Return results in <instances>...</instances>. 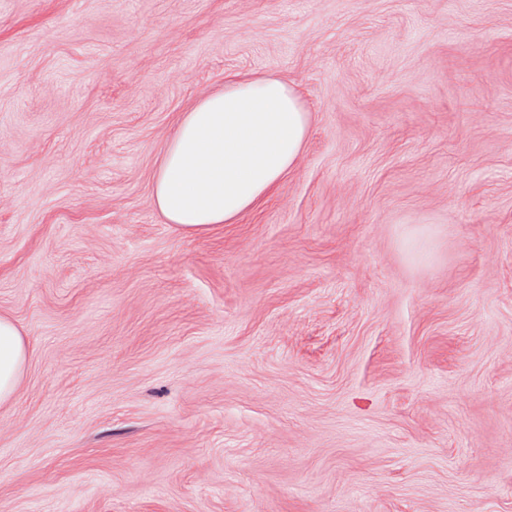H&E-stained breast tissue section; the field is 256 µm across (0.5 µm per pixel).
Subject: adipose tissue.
<instances>
[{
	"label": "adipose tissue",
	"instance_id": "obj_1",
	"mask_svg": "<svg viewBox=\"0 0 512 512\" xmlns=\"http://www.w3.org/2000/svg\"><path fill=\"white\" fill-rule=\"evenodd\" d=\"M311 124L287 81L225 79L179 118L155 174L156 210L191 232L237 223L295 168ZM26 354L18 326L0 316V403L14 397Z\"/></svg>",
	"mask_w": 512,
	"mask_h": 512
}]
</instances>
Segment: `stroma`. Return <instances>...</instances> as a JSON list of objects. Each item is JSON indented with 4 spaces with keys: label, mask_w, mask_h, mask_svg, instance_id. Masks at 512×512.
<instances>
[{
    "label": "stroma",
    "mask_w": 512,
    "mask_h": 512,
    "mask_svg": "<svg viewBox=\"0 0 512 512\" xmlns=\"http://www.w3.org/2000/svg\"><path fill=\"white\" fill-rule=\"evenodd\" d=\"M261 73L296 167L165 223ZM0 315V512H512V0H0ZM312 116L281 78H227L179 118L158 165L153 203L167 224H237L295 168ZM26 354V342L18 326L0 316V404L16 394Z\"/></svg>",
    "instance_id": "obj_1"
}]
</instances>
